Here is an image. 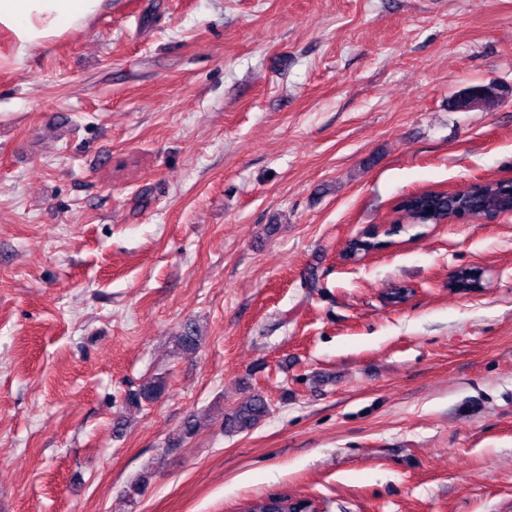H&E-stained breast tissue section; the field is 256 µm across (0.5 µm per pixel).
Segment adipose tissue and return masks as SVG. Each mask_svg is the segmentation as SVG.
<instances>
[{
	"mask_svg": "<svg viewBox=\"0 0 512 512\" xmlns=\"http://www.w3.org/2000/svg\"><path fill=\"white\" fill-rule=\"evenodd\" d=\"M104 0H0V37L17 60L68 32L86 28Z\"/></svg>",
	"mask_w": 512,
	"mask_h": 512,
	"instance_id": "adipose-tissue-1",
	"label": "adipose tissue"
}]
</instances>
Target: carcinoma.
<instances>
[{
    "instance_id": "1",
    "label": "carcinoma",
    "mask_w": 512,
    "mask_h": 512,
    "mask_svg": "<svg viewBox=\"0 0 512 512\" xmlns=\"http://www.w3.org/2000/svg\"><path fill=\"white\" fill-rule=\"evenodd\" d=\"M505 91L496 84H480L469 87L454 100L458 111L472 109L473 102L489 106L499 101ZM462 206L472 216L487 217L492 212L512 211V182L485 181L457 191L450 196L439 191H423L403 198L396 206L398 218L392 230L399 232L405 224H444L454 214L455 208ZM200 332L196 323H185L182 333L176 337L177 346L184 351L198 348ZM167 391V380L158 375L143 382L130 394V403L140 406L161 399ZM269 412L264 397L259 394L249 396L230 414L225 421L230 432H246L259 425Z\"/></svg>"
}]
</instances>
